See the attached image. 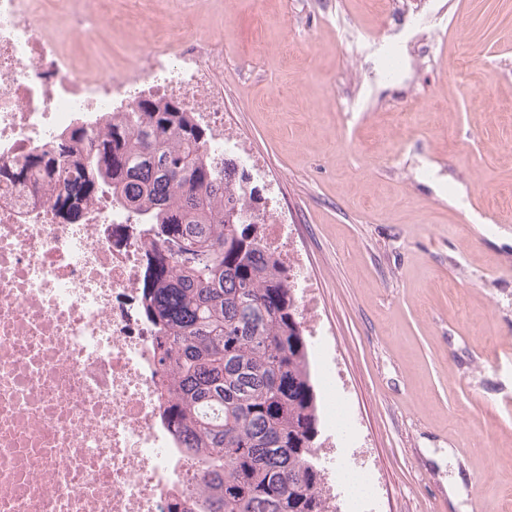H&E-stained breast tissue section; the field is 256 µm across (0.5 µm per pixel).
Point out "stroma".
Listing matches in <instances>:
<instances>
[{"label": "stroma", "mask_w": 512, "mask_h": 512, "mask_svg": "<svg viewBox=\"0 0 512 512\" xmlns=\"http://www.w3.org/2000/svg\"><path fill=\"white\" fill-rule=\"evenodd\" d=\"M179 24L294 221L321 463L376 488L333 479L339 512H512V0H112L101 51L133 71Z\"/></svg>", "instance_id": "obj_1"}]
</instances>
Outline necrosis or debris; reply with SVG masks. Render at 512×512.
Wrapping results in <instances>:
<instances>
[{"mask_svg":"<svg viewBox=\"0 0 512 512\" xmlns=\"http://www.w3.org/2000/svg\"><path fill=\"white\" fill-rule=\"evenodd\" d=\"M112 0H0V158L97 131L143 96H176L239 174L264 164L224 124L222 69L195 53L149 51L137 74L66 55L105 39ZM252 219L293 289L300 322L322 333L289 215L261 197ZM149 225L111 192L64 216L30 193L0 196V512H204L201 476L169 428L154 325L141 282Z\"/></svg>","mask_w":512,"mask_h":512,"instance_id":"4bbe7bcc","label":"necrosis or debris"}]
</instances>
